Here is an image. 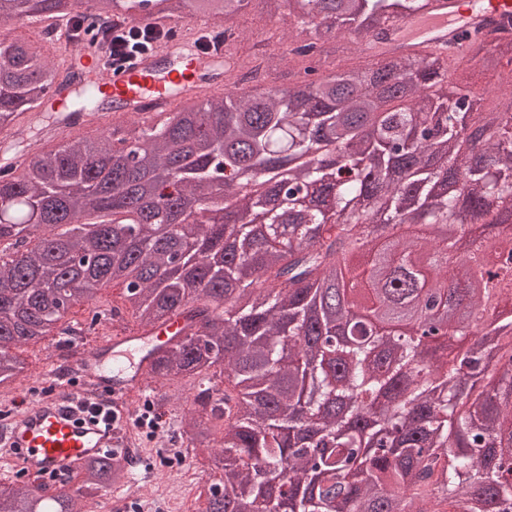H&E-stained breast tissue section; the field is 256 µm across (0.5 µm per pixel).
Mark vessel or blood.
Instances as JSON below:
<instances>
[{
    "instance_id": "1",
    "label": "vessel or blood",
    "mask_w": 512,
    "mask_h": 512,
    "mask_svg": "<svg viewBox=\"0 0 512 512\" xmlns=\"http://www.w3.org/2000/svg\"><path fill=\"white\" fill-rule=\"evenodd\" d=\"M428 9L435 17L433 29L443 34L439 48L455 52L465 45L462 28L484 33L506 22L512 16V0H492L488 9L484 8L483 0H430ZM204 29V24H189L163 47L161 53L182 61L179 69L158 70L155 66L158 55L151 53L132 66L105 71L90 46L68 53L66 61L89 70L100 86L109 88L113 96L122 99L124 113L147 119L175 106L182 94L223 89L224 54L200 49L197 36ZM33 119V113H22L16 127L8 126L0 131L1 167H18L27 160V153L12 152L11 145L18 130ZM107 120L104 112L62 113L57 121L43 128L38 145L42 148L58 146L76 133L103 127ZM182 326L181 317L170 316L157 323L147 335L108 337L78 359V367L84 378L93 384L96 395L111 405V416L72 405L76 392L72 386L55 389L52 394L33 402L27 401L24 395H17L16 412L0 423V457L9 463L12 471L39 485L45 476L72 470L84 460L103 454L105 449L125 447L130 439L125 427L130 409L123 400L131 393L144 390L150 380L143 365L128 371L123 365H111L110 359L121 346L136 348L148 337L168 338L177 335Z\"/></svg>"
}]
</instances>
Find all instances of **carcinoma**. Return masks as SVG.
<instances>
[{"instance_id":"cac0c4a2","label":"carcinoma","mask_w":512,"mask_h":512,"mask_svg":"<svg viewBox=\"0 0 512 512\" xmlns=\"http://www.w3.org/2000/svg\"><path fill=\"white\" fill-rule=\"evenodd\" d=\"M67 2L13 0L0 23L69 19ZM97 2L82 20L113 16L122 0ZM160 2L164 33L186 9L226 22L241 10V0ZM285 2L278 24L298 34L281 60L304 64L305 87L290 78L286 97L243 94L265 82L259 57L132 157L111 138H72L24 175H0V237L21 255L0 264V384L22 372L13 347L117 282L141 330L171 314L184 320L180 337L146 350L153 378L221 367L222 396L182 421L192 451L213 463L199 512H512L503 477L512 473V317L460 349L475 326L435 312L482 306L474 283L486 245L474 226H502L496 201L512 209V115L440 86L451 70L459 84L493 72L512 88V37L469 34L448 54L421 29L409 53L362 55L313 84L322 29L349 36L359 53L401 38L396 25L427 0ZM49 41L46 27L38 41L0 47V126L56 81L87 85L82 71L44 58ZM215 172L222 224L205 217L218 206L203 194ZM419 213L453 236L382 240L381 226ZM368 264L377 309L416 318L429 341L380 335L339 307L328 284ZM125 475L120 461L92 458L71 494L0 486V512H86Z\"/></svg>"}]
</instances>
